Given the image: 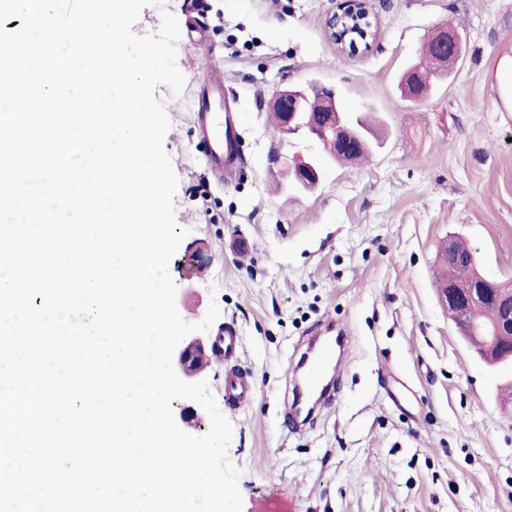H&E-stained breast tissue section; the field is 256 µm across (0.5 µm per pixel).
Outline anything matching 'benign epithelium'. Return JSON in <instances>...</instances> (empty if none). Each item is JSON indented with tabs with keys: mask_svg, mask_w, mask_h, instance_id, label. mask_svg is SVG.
<instances>
[{
	"mask_svg": "<svg viewBox=\"0 0 512 512\" xmlns=\"http://www.w3.org/2000/svg\"><path fill=\"white\" fill-rule=\"evenodd\" d=\"M363 13V19L370 22V40H375L378 34V23L372 13L370 0H342L327 20L328 33L336 44L338 51L350 56L365 52L355 38V32L348 29L342 37H336V20L356 12ZM463 40L461 35L446 25L435 29L428 41L426 61L423 64L410 66V74L399 87L400 93L411 100H421L428 96L432 86V78L440 75L441 68L451 59L462 55ZM325 110L323 111L322 126L312 127L306 120L308 92L304 87H285L274 95L271 106L280 113L279 132L290 139L303 136L310 140L321 142L333 140L347 152H356L358 147L371 150L372 140L367 128L354 124V113L345 104L340 94L333 89H326ZM289 185L298 187L317 186L322 179L318 170V162L313 156H297L286 166ZM448 262L465 268L456 280L441 286L442 305L448 311V317L463 332L473 327L471 321L473 311L488 300L495 301L498 314L495 321L496 335L512 338V289L485 288L484 278H479L471 271L467 259L448 251ZM215 341L205 342L200 338H191L175 351L174 370L176 374L186 379L198 376L196 362L207 356L214 349Z\"/></svg>",
	"mask_w": 512,
	"mask_h": 512,
	"instance_id": "obj_1",
	"label": "benign epithelium"
}]
</instances>
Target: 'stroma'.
I'll return each instance as SVG.
<instances>
[{
    "label": "stroma",
    "mask_w": 512,
    "mask_h": 512,
    "mask_svg": "<svg viewBox=\"0 0 512 512\" xmlns=\"http://www.w3.org/2000/svg\"><path fill=\"white\" fill-rule=\"evenodd\" d=\"M339 0H206L207 49L196 47L187 0L144 7L136 35L178 19L180 94L155 95L170 127L163 147L178 178L185 230L169 273L189 323L209 305V335L234 328L256 391L224 403V374L206 381L233 427L242 512H512V413L488 368L439 299L437 250L465 238L481 275L512 278V0H371L379 34L349 57L328 36ZM450 25L465 49L420 101L403 72L431 32ZM218 63L246 113L243 163L216 183L191 118L193 88ZM337 88L369 113L384 143L355 165H329L311 190L285 187L282 158L317 152L272 125L285 85ZM193 255L199 266L185 274ZM322 320L349 331L343 372L320 418L282 425L299 343Z\"/></svg>",
    "instance_id": "stroma-1"
}]
</instances>
